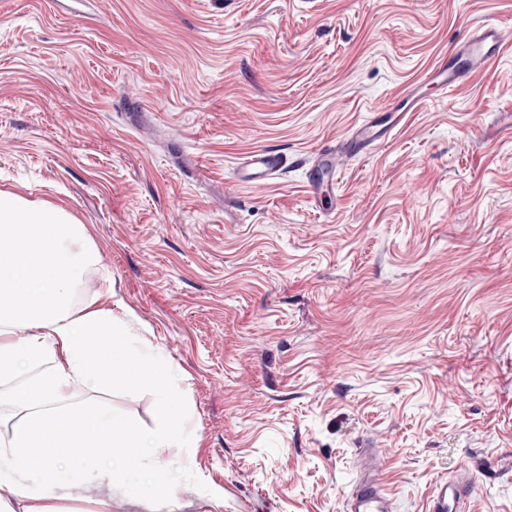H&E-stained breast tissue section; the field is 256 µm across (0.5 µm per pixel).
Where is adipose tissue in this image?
<instances>
[{
  "label": "adipose tissue",
  "mask_w": 512,
  "mask_h": 512,
  "mask_svg": "<svg viewBox=\"0 0 512 512\" xmlns=\"http://www.w3.org/2000/svg\"><path fill=\"white\" fill-rule=\"evenodd\" d=\"M95 248L84 224L47 202L0 193V387L20 410L0 438V512H71L57 502L55 490L86 477L85 470L57 462L53 450L74 440L87 448L148 447L133 464L109 469L113 482L134 484L147 475L152 492L169 489L167 465L151 456L154 448H192L195 435L187 414L172 408L176 372L134 331L127 315L72 304L75 278ZM29 328L18 341V326ZM103 339L89 349L88 338ZM150 378L158 402L152 428L144 430L110 409L78 406V386L91 381L115 386ZM44 447L41 460L25 456Z\"/></svg>",
  "instance_id": "1"
}]
</instances>
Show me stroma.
<instances>
[{"label":"stroma","mask_w":512,"mask_h":512,"mask_svg":"<svg viewBox=\"0 0 512 512\" xmlns=\"http://www.w3.org/2000/svg\"><path fill=\"white\" fill-rule=\"evenodd\" d=\"M512 0H0V192L96 245L77 304L123 308L177 373V497L101 475L90 512H344L371 438L397 512L469 469L512 512V53L307 193L313 152ZM288 153L262 185L238 157ZM142 428L149 380L77 388Z\"/></svg>","instance_id":"35a3bbf8"}]
</instances>
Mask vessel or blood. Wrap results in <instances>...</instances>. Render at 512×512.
<instances>
[{
    "label": "vessel or blood",
    "mask_w": 512,
    "mask_h": 512,
    "mask_svg": "<svg viewBox=\"0 0 512 512\" xmlns=\"http://www.w3.org/2000/svg\"><path fill=\"white\" fill-rule=\"evenodd\" d=\"M512 49V28L502 23H482L467 39L454 47L448 57L437 59L421 76L423 83L448 93L499 60ZM416 102L404 100L401 107L385 110L381 116L355 124L348 135L317 150L311 160L312 179L308 181L309 201L320 215H331L334 200L326 196L316 176L343 174L351 161L388 143L405 114ZM288 171L286 154L257 150L241 157L234 175L245 184H264ZM357 478L344 504L345 512H396L395 498L382 477V455L371 439L365 438L355 450ZM474 491L472 476L463 474L453 481L437 483L430 494L428 512H466Z\"/></svg>",
    "instance_id": "vessel-or-blood-1"
}]
</instances>
